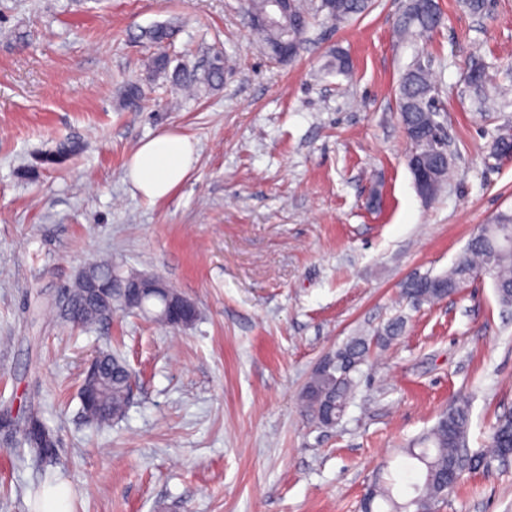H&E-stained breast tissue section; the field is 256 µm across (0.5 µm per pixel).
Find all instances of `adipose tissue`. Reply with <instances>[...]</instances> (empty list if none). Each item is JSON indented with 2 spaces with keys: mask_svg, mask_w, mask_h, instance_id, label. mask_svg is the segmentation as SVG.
Wrapping results in <instances>:
<instances>
[{
  "mask_svg": "<svg viewBox=\"0 0 512 512\" xmlns=\"http://www.w3.org/2000/svg\"><path fill=\"white\" fill-rule=\"evenodd\" d=\"M196 161L192 140L175 130H164L143 141L130 157L127 175L148 199L169 196L190 174Z\"/></svg>",
  "mask_w": 512,
  "mask_h": 512,
  "instance_id": "obj_1",
  "label": "adipose tissue"
}]
</instances>
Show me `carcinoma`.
<instances>
[{
  "label": "carcinoma",
  "mask_w": 512,
  "mask_h": 512,
  "mask_svg": "<svg viewBox=\"0 0 512 512\" xmlns=\"http://www.w3.org/2000/svg\"><path fill=\"white\" fill-rule=\"evenodd\" d=\"M332 7L312 5L307 0H286L274 20L268 22L272 3L269 0H244V8L250 24L268 55L275 59L288 50L291 44L302 45L310 24L311 12L323 14L324 18L343 23L369 8V0H331ZM441 23V12L437 2L409 0L399 25L404 37L421 35ZM171 26L157 25L142 31L141 37L152 44L161 45L169 37ZM224 75V56H213L203 75L192 76V81L217 86ZM469 86L480 91L486 82V63L481 55L471 56L467 75ZM429 68L416 60L402 77L398 91V112L410 144L407 166L415 172H427L433 193L448 183L451 162L446 146L434 136L438 126L436 107L432 92ZM73 147L62 145L58 150L45 155L41 164L62 166L68 160ZM512 235V214L501 213L494 222L481 226L458 255L448 271L407 281L402 297L413 303H431L457 293L471 279L486 276L491 279L496 299L503 308L512 307V244L504 240ZM88 276L111 290L110 305L99 306L85 295L84 282L76 281L68 288L71 304L63 320L87 328L107 319L112 311L127 308L124 289L126 278L109 260H97L88 265ZM404 321L396 318L381 332L373 336H352L337 351L344 359L355 364V368L340 367L312 373L304 389L301 408L311 423L329 428L336 425L350 404L357 385L355 374L370 356L371 347L382 346L400 335ZM100 373L97 380L83 378L80 393L88 390L96 394L93 404H81L84 419L102 426L121 417L129 403L130 374L125 363L109 351L98 356ZM471 402L459 396L448 403L436 423L419 438L407 452L412 462L404 467L403 479L412 490L407 499L398 500L392 480L370 489L362 501L364 512H374L376 500L387 507L386 512H438L448 494L469 473L489 471L494 463H504L512 458V413H505L492 426L487 444L474 449L469 446ZM0 432L18 439L28 448L32 459L47 466L44 475L52 474L50 468L56 464V454L48 449L56 447V435L44 423L38 408L32 406L26 412L24 423L15 424L9 412L0 413Z\"/></svg>",
  "instance_id": "obj_1"
}]
</instances>
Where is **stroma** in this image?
Segmentation results:
<instances>
[{"label":"stroma","instance_id":"1","mask_svg":"<svg viewBox=\"0 0 512 512\" xmlns=\"http://www.w3.org/2000/svg\"><path fill=\"white\" fill-rule=\"evenodd\" d=\"M397 35L408 0H374L340 25L312 20L292 62L270 58L240 0H0V408L38 406L58 439L71 512H359L366 489L406 464V444L458 395L470 445L512 412V311L489 278L414 305L415 276L447 271L479 225L512 212V0ZM171 23L175 66L219 86L181 90L150 69L141 30ZM480 48L490 90L466 79ZM345 52L348 76L327 72ZM435 78L455 176L422 199L406 164L400 77L415 60ZM144 92L129 111L127 84ZM175 129L198 160L172 195L151 200L126 176L139 144ZM64 141L65 167L40 158ZM102 256L163 277L198 316L170 329L139 312L76 329L57 307ZM335 428L300 412L317 363L393 318ZM126 361L124 418L81 414L83 372L99 351ZM44 485L27 450L0 437V512H34ZM440 512H512V465L465 476Z\"/></svg>","mask_w":512,"mask_h":512}]
</instances>
